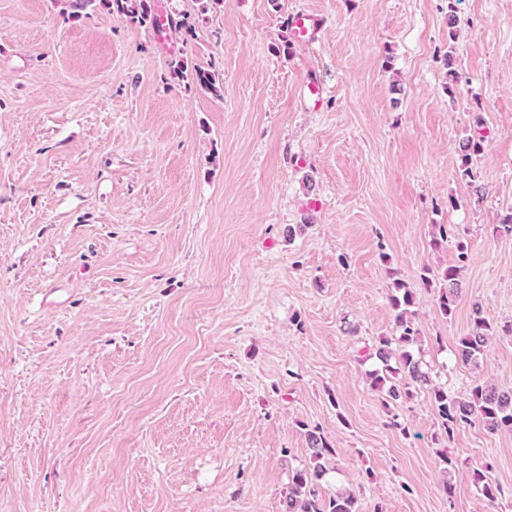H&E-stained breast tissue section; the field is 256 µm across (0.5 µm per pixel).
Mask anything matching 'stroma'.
Here are the masks:
<instances>
[{"label":"stroma","instance_id":"35a3bbf8","mask_svg":"<svg viewBox=\"0 0 512 512\" xmlns=\"http://www.w3.org/2000/svg\"><path fill=\"white\" fill-rule=\"evenodd\" d=\"M153 4L195 36L0 0V512H283L311 429L334 450L320 498L512 512V432L445 440L429 388L390 414L367 378L399 279L434 385L512 390V0ZM461 241L446 317L422 279ZM477 303L497 333L460 365ZM290 26L298 40L312 42L321 27V21L307 12H297L290 20ZM187 62L183 59L171 62L172 75L174 78L181 80L191 79L204 90L209 91L215 95L220 94L221 86L219 83V71L216 66H210V69H201L199 67L194 69V72L187 73ZM483 150V140L477 139H466L460 146V166L459 172L461 177H466L472 180L474 178V160L476 161L477 156Z\"/></svg>","mask_w":512,"mask_h":512}]
</instances>
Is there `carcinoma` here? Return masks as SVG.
<instances>
[{"label": "carcinoma", "mask_w": 512, "mask_h": 512, "mask_svg": "<svg viewBox=\"0 0 512 512\" xmlns=\"http://www.w3.org/2000/svg\"><path fill=\"white\" fill-rule=\"evenodd\" d=\"M100 2L117 18L140 26L158 25L151 0H75L73 7L85 8ZM172 75L178 79H190L201 88L218 95L221 91L219 71L212 65L208 69L195 68L187 71V62L178 60L171 63ZM483 150V140L466 139L460 146L459 172L462 177L474 178V160ZM469 260L467 246L457 245L456 264L450 265L435 274L440 283L438 307L442 314H453L460 293V271ZM389 301L395 312V336L380 341L376 355L382 368L369 373L370 386L392 400L409 395L412 384L428 385L430 378L422 368L421 360L414 357L413 347L420 342L419 331L414 327L410 307L414 304V291L405 282H393ZM496 329L481 316L480 308H475L474 322L465 335L458 338L455 345V359L464 365L479 363L488 348ZM403 374L406 384L400 387L391 379ZM434 409L441 422L446 439L453 438L455 431L478 420L491 433L512 432V391L501 390L491 384L474 386L466 398L448 395V390L437 386L432 389ZM310 456L307 466L298 469L292 476L285 495V512H359L356 498L347 492H338L326 502H319L316 487L328 473L327 464L333 455L327 440L316 431L307 433ZM474 483L483 498L489 502L496 498L497 489L487 479L484 471L475 470Z\"/></svg>", "instance_id": "carcinoma-1"}]
</instances>
